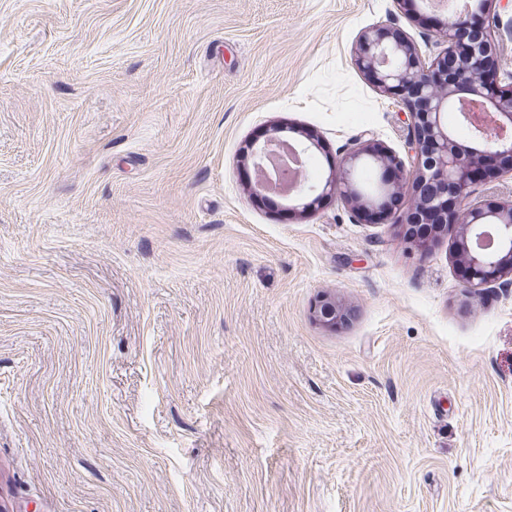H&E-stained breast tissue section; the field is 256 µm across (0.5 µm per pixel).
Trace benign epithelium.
I'll return each mask as SVG.
<instances>
[{
    "mask_svg": "<svg viewBox=\"0 0 512 512\" xmlns=\"http://www.w3.org/2000/svg\"><path fill=\"white\" fill-rule=\"evenodd\" d=\"M501 0H463L435 30L445 48L427 61L399 30L376 25L360 37L354 64L381 93L394 97L407 116L411 164L384 149L376 140L357 139L325 182L303 181L289 188L283 178L276 195L289 208L308 212L322 199L341 195L353 204L354 220L376 218L384 224L404 212L406 238L419 225H435L424 240L453 233V257L463 286L472 293L486 284L512 278V199L491 200L480 208L468 206V189L489 178L512 176V71L501 69L502 49L493 39L500 29L512 39V18L502 22ZM475 127L474 145H462L448 127V111ZM288 145L273 128L252 147L255 170L264 167L276 150ZM372 159L383 173L384 192L362 194L356 176L361 163ZM411 185L410 203L403 188ZM313 319L334 329L346 323L351 310L329 294L315 304Z\"/></svg>",
    "mask_w": 512,
    "mask_h": 512,
    "instance_id": "benign-epithelium-1",
    "label": "benign epithelium"
}]
</instances>
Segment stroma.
<instances>
[{
  "label": "stroma",
  "instance_id": "35a3bbf8",
  "mask_svg": "<svg viewBox=\"0 0 512 512\" xmlns=\"http://www.w3.org/2000/svg\"><path fill=\"white\" fill-rule=\"evenodd\" d=\"M392 0H0V512H512V285L253 197L241 153L407 152ZM350 320L311 316L322 294ZM280 130L273 128L270 130L269 136L260 145L252 146L250 159L252 160L253 167L256 171V175L259 170L264 167V162L271 159V156L276 152L277 149L288 146L290 142L283 139L279 134Z\"/></svg>",
  "mask_w": 512,
  "mask_h": 512
}]
</instances>
